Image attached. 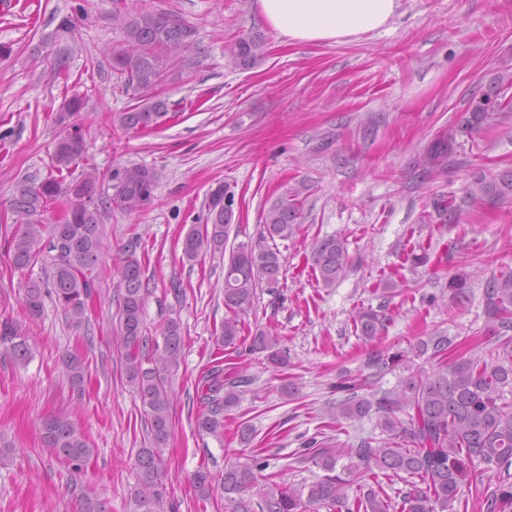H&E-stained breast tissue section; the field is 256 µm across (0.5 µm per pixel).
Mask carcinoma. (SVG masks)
I'll return each mask as SVG.
<instances>
[{
  "instance_id": "obj_1",
  "label": "carcinoma",
  "mask_w": 512,
  "mask_h": 512,
  "mask_svg": "<svg viewBox=\"0 0 512 512\" xmlns=\"http://www.w3.org/2000/svg\"><path fill=\"white\" fill-rule=\"evenodd\" d=\"M112 23L122 32V45L112 49L106 59L111 73L144 93L140 104L120 116L127 130H143L161 125L168 118L169 104L150 94L160 83L162 72L171 60L184 68L196 64L185 55L194 43L195 30L179 16L162 10H144L134 15L112 13ZM233 61L251 67L265 55V41L253 33L239 39L231 48ZM512 76H497L481 97L472 102L455 133H443L427 152L426 164L432 171L448 169V146L456 135L470 136L492 125L500 114L512 112ZM111 182L113 193L101 192L100 182ZM158 173L147 165H130L102 174L85 164V144L76 131L60 139L51 157L50 172L40 181L20 180L14 189L10 208L14 225L5 235L8 253L17 269H26L44 260L52 270L51 281L30 279L24 288V305L35 318L43 310V298L51 293L61 306L69 324L91 333L86 315L88 301L98 288L99 274L105 268L102 252V220L117 207L138 212L154 198ZM222 187L210 194V223L190 229L184 238L183 254L194 261L203 253L222 254L229 239L232 210L224 205ZM474 195L497 203L512 198V171L476 182ZM61 214L52 224L44 215L54 207ZM301 215L297 195L284 193L264 217L260 239L242 242L232 248L224 264V308L226 315L216 344L236 348L241 342V315L254 304L257 287L279 284V251L268 241L295 236ZM139 239L131 237L123 249L118 273L124 285L119 307L118 352L121 373L139 396L148 426L147 443L138 450V485L130 500L129 512H158L163 498L166 474L164 449L172 434L171 392L168 375L181 358L183 338L175 319L166 322L161 339L143 334V308L149 293L141 262L136 257ZM314 272L326 287L340 280L349 267L347 240L326 236L312 248ZM468 276L458 273L448 280L452 299H468ZM485 310L501 333L512 330V273L490 277L483 291ZM359 336L373 340L383 327V319L371 309L354 317ZM457 344L456 337L429 336L417 341L412 350L417 357L432 362L429 371H409L398 384L381 391L374 399L360 394L364 384L352 382L339 387L345 396L328 407L326 413L338 419L359 420L377 414V427L383 438H361L343 448H332L328 441L310 438L305 456L324 475L307 487L285 483L266 486L264 512H460V477L464 461H476L483 472L496 479L494 487L481 491L485 512H501L512 504V404L505 393L512 392V336L489 356L472 354L452 363L445 362ZM0 345L14 359L25 363L32 357V345L20 327L11 320L0 321ZM253 351L267 353L274 366L287 364L280 340L258 331L251 337ZM408 356L399 352L374 351L364 361L370 376L406 365ZM72 383L84 381L87 367L77 355L62 358ZM248 379L232 375L224 368V358H216L201 377V409L195 418L197 431L216 438L224 434V413L235 407ZM46 447L58 457L79 467L92 454L85 433L66 413H55L41 421ZM265 468L257 462L227 463L222 490L233 505V512H253L246 498L254 486L256 472ZM402 480L410 485L397 504L382 485V479ZM193 482L201 496L213 491L211 474L202 469ZM358 486L359 496L349 490Z\"/></svg>"
}]
</instances>
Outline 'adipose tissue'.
I'll return each instance as SVG.
<instances>
[{
	"label": "adipose tissue",
	"mask_w": 512,
	"mask_h": 512,
	"mask_svg": "<svg viewBox=\"0 0 512 512\" xmlns=\"http://www.w3.org/2000/svg\"><path fill=\"white\" fill-rule=\"evenodd\" d=\"M400 0H256L262 21L285 43H340L387 27Z\"/></svg>",
	"instance_id": "1"
}]
</instances>
